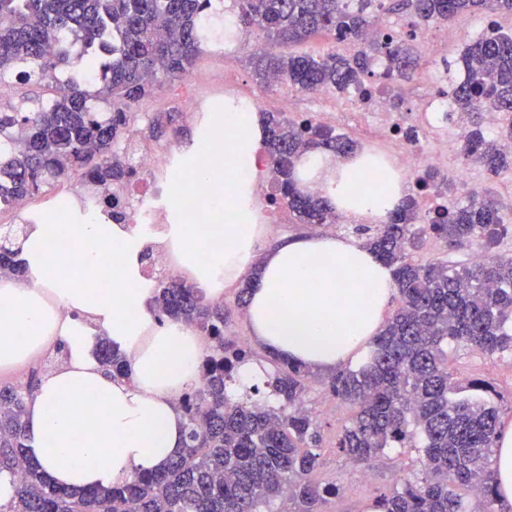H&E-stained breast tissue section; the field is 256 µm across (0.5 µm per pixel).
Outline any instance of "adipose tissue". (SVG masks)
Returning a JSON list of instances; mask_svg holds the SVG:
<instances>
[{
    "mask_svg": "<svg viewBox=\"0 0 512 512\" xmlns=\"http://www.w3.org/2000/svg\"><path fill=\"white\" fill-rule=\"evenodd\" d=\"M265 119L228 112L215 120L223 154L192 150L206 224L179 222L181 191L169 189L176 218L166 238L188 279L212 300L254 278L247 319L267 352L329 372L366 360L395 292L391 267L360 242L335 235L284 238L257 253L264 229L251 205L265 165ZM297 187L318 189L346 217L387 221L408 194L393 162L366 149L336 160L315 151L295 164ZM59 223L45 213L16 245L19 274L0 277V371L60 346L64 363L42 377L27 404V453L53 482L86 489L120 485L161 468L185 442L182 394L198 383L202 337L180 322L158 325L154 288L143 279L139 229L89 215L77 200ZM67 238L74 258L55 255ZM111 245V259L102 248ZM108 338L126 359L112 378L93 350Z\"/></svg>",
    "mask_w": 512,
    "mask_h": 512,
    "instance_id": "adipose-tissue-1",
    "label": "adipose tissue"
}]
</instances>
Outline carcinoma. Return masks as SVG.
I'll list each match as a JSON object with an SVG mask.
<instances>
[{
	"instance_id": "obj_1",
	"label": "carcinoma",
	"mask_w": 512,
	"mask_h": 512,
	"mask_svg": "<svg viewBox=\"0 0 512 512\" xmlns=\"http://www.w3.org/2000/svg\"><path fill=\"white\" fill-rule=\"evenodd\" d=\"M0 0V84H46L52 99L23 97L0 106V211L28 198L55 192L76 177L103 212L124 219L120 193L135 175L128 145L139 130L135 107L155 87L188 76L211 44L216 16L230 14L237 31L261 30L266 42L298 43L319 33L346 50L277 56L257 55L261 84L274 80L304 92L353 89L369 97L372 85L391 91L419 74L413 49L416 32L459 15L512 16V0ZM409 16L410 31L378 28L377 14ZM106 57L98 80L79 81L76 72L95 54L106 33ZM387 67L377 72L375 62ZM465 77L451 85L465 124L463 152L491 175L512 165L501 141L481 120L485 112L512 114V35L494 27L468 44ZM177 113L154 114L150 135L159 140ZM277 184L274 206L300 224H336L339 213L319 193L292 182L294 163L304 153L327 150L345 157L350 139L311 118H267L265 142ZM420 189L450 191L438 172L417 180ZM411 195L383 224H361L364 246L393 268L398 306L374 338L367 361L336 372L323 384L353 414L337 443L351 462L365 467L387 448H422L421 469L398 479L379 496L375 512H509L498 499L492 462L501 433L493 386L479 378L448 373V350L512 355V257L469 264L416 263L408 252L435 237L454 246L493 243L501 231L499 208L487 191L452 199L431 222L420 224ZM9 233L0 241V274L16 273ZM156 317L181 321L208 337L206 377L179 404L186 426L181 452L163 468L136 473L123 485L76 490L54 484L26 453L23 421L44 367L23 385L0 384V479L13 494L0 499V512H327L335 487L315 482L322 443L317 417L305 404L307 368L268 355L274 370L264 387L254 384L233 399L227 388L241 363L254 353L224 341V306L205 302L199 289L177 278L160 282ZM100 362L121 375L123 356L108 340ZM470 490L478 507L458 489Z\"/></svg>"
}]
</instances>
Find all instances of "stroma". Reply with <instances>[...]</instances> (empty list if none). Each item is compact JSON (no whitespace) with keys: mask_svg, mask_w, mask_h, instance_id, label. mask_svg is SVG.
<instances>
[{"mask_svg":"<svg viewBox=\"0 0 512 512\" xmlns=\"http://www.w3.org/2000/svg\"><path fill=\"white\" fill-rule=\"evenodd\" d=\"M487 23V17L478 14L462 15L455 19L454 25L459 28L460 34L457 40L448 44L446 63L422 69L414 82L401 88L400 111L408 110L412 100L427 81L435 79L451 84L462 78L464 69L461 55L466 45L486 30ZM263 38V32L256 29L242 35L232 55L226 56L217 50H209L200 56L188 77L164 84L141 102L139 109L143 112L177 113L176 130L170 133L168 146L180 151L191 144L197 130L190 119L181 116L182 103L186 96L200 92L214 75L224 71L256 91L265 102V111H276L277 99L288 94L289 89L284 85L264 88L256 81L252 49L254 43ZM448 148L455 166L473 171L469 184H454V191L462 195L468 188L485 186L490 188L500 203L499 215L505 231L501 233L496 244L490 247V254L512 255V167L492 177L481 164L463 155L461 142L456 137H449ZM448 368L457 377H481L493 383L498 392L501 424L506 429L512 427V363L507 358L459 352L450 356ZM322 380V375H315L308 383L306 394V404L317 416L323 437V465L316 477L321 483L339 486V512H368L369 505L380 494L390 492L396 477L417 471V454L411 448L389 449L387 456L382 457L369 472L350 462L336 450L335 444L351 416V411L347 405L326 392Z\"/></svg>","mask_w":512,"mask_h":512,"instance_id":"35a3bbf8","label":"stroma"}]
</instances>
